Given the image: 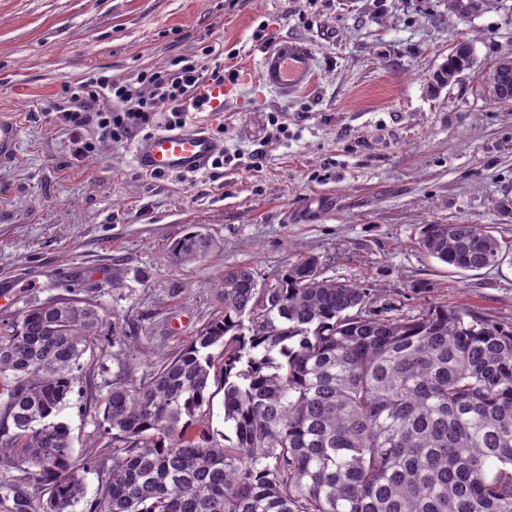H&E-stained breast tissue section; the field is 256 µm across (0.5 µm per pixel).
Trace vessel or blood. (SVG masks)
Wrapping results in <instances>:
<instances>
[{"instance_id": "vessel-or-blood-1", "label": "vessel or blood", "mask_w": 512, "mask_h": 512, "mask_svg": "<svg viewBox=\"0 0 512 512\" xmlns=\"http://www.w3.org/2000/svg\"><path fill=\"white\" fill-rule=\"evenodd\" d=\"M257 69L263 85L289 97L310 83L314 59L306 46L285 39L263 51ZM232 96V88L221 83H207L203 90L204 104L214 112L223 111L225 101ZM18 135L17 125L0 117V165L13 160ZM223 149V143L208 132L185 128L138 141L135 161L140 168L154 174L193 175L206 170Z\"/></svg>"}]
</instances>
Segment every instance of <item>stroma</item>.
Masks as SVG:
<instances>
[{
    "mask_svg": "<svg viewBox=\"0 0 512 512\" xmlns=\"http://www.w3.org/2000/svg\"><path fill=\"white\" fill-rule=\"evenodd\" d=\"M314 57L311 85L291 98L255 83L267 42ZM478 66L512 51V0L450 23L447 0H0V114L19 128L0 166V322L33 304L93 298L105 326L58 415L85 457L113 379L137 383L224 309L226 269L274 285L315 254L322 277L411 306L448 302L512 320V105L477 73L438 86L455 45ZM238 71L234 99L195 127L224 144V165L153 176L135 140L99 139L59 123L77 84H136L177 57ZM82 137L91 150L74 155ZM428 224H483L504 246L499 265L457 272L426 256ZM204 258L174 260L191 231ZM125 338L112 342L113 333ZM214 246L211 237L200 231H193L174 245L173 256L180 263H190L203 258Z\"/></svg>",
    "mask_w": 512,
    "mask_h": 512,
    "instance_id": "35a3bbf8",
    "label": "stroma"
}]
</instances>
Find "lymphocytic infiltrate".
I'll return each instance as SVG.
<instances>
[{"label": "lymphocytic infiltrate", "instance_id": "lymphocytic-infiltrate-1", "mask_svg": "<svg viewBox=\"0 0 512 512\" xmlns=\"http://www.w3.org/2000/svg\"><path fill=\"white\" fill-rule=\"evenodd\" d=\"M223 78L221 66L207 73L189 61L142 73L135 87L90 77L73 92V104L60 118L76 127L95 124L99 138L114 141L130 136L149 113L163 110L169 112L166 125L173 129L185 125L191 113L201 111L197 91L206 80Z\"/></svg>", "mask_w": 512, "mask_h": 512}]
</instances>
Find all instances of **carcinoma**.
<instances>
[{"label": "carcinoma", "mask_w": 512, "mask_h": 512, "mask_svg": "<svg viewBox=\"0 0 512 512\" xmlns=\"http://www.w3.org/2000/svg\"><path fill=\"white\" fill-rule=\"evenodd\" d=\"M471 49L458 44L437 83ZM214 246L193 231L173 256ZM419 247L463 272L503 257L482 224H427ZM317 267L304 258L263 289L249 267L225 272L222 314L147 379L112 381L108 441L81 459L56 417L101 335L98 305H32L3 324L0 459L19 457L38 494L0 481V512H512V321L409 308ZM215 378L230 436L209 427Z\"/></svg>", "instance_id": "cac0c4a2"}]
</instances>
